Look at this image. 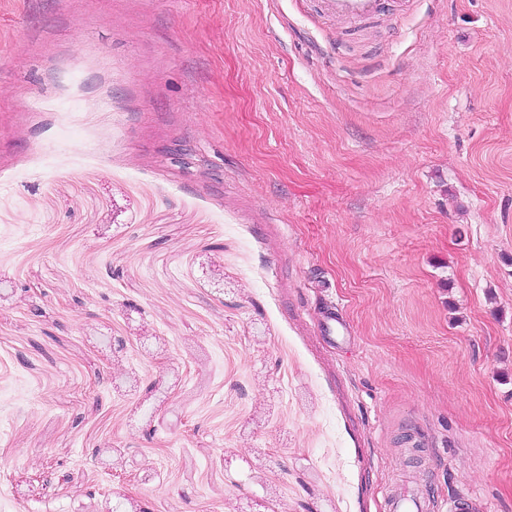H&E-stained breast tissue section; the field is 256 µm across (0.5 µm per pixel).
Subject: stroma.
<instances>
[{
	"mask_svg": "<svg viewBox=\"0 0 512 512\" xmlns=\"http://www.w3.org/2000/svg\"><path fill=\"white\" fill-rule=\"evenodd\" d=\"M412 442L512 512V0H0V512H383ZM322 11L343 20L367 21L376 18L385 0H320Z\"/></svg>",
	"mask_w": 512,
	"mask_h": 512,
	"instance_id": "1",
	"label": "stroma"
}]
</instances>
